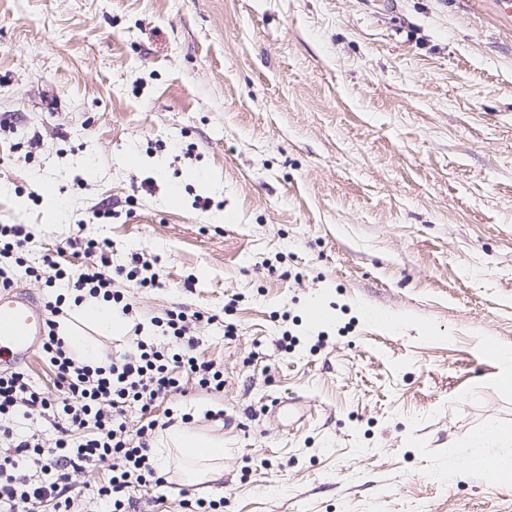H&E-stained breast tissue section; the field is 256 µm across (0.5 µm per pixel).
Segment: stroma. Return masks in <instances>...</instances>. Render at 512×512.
Returning a JSON list of instances; mask_svg holds the SVG:
<instances>
[{
	"mask_svg": "<svg viewBox=\"0 0 512 512\" xmlns=\"http://www.w3.org/2000/svg\"><path fill=\"white\" fill-rule=\"evenodd\" d=\"M390 2L0 0V224L32 266L82 230L163 275L122 331L74 307L58 333L103 359L175 307L215 317L196 353L223 391L155 413L224 473L156 436L170 512H512V482L448 476L512 424V19ZM165 435L168 441L177 446L180 455L187 461L224 460V448L219 443L192 436L182 432L179 427L168 428Z\"/></svg>",
	"mask_w": 512,
	"mask_h": 512,
	"instance_id": "stroma-1",
	"label": "stroma"
}]
</instances>
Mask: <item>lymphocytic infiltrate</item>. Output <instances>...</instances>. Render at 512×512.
Listing matches in <instances>:
<instances>
[{
  "label": "lymphocytic infiltrate",
  "instance_id": "obj_1",
  "mask_svg": "<svg viewBox=\"0 0 512 512\" xmlns=\"http://www.w3.org/2000/svg\"><path fill=\"white\" fill-rule=\"evenodd\" d=\"M32 234L24 224H0V288L14 286L17 269L56 289L48 312L41 349L57 378V394L36 388L20 370L0 371V512H83L71 475L105 463L109 474L95 484L93 493L108 512H134L136 488H164L165 476L152 465L151 442L161 427L153 411L158 403L184 395L190 378L203 389L221 390L224 370L195 353L201 313L168 310L155 325L162 342L136 339L131 349L112 356L106 364L76 358L56 331L57 319L70 302L85 297L101 299L112 308L130 313L117 281L140 288H158L162 281L153 261L139 251L127 264L113 265L112 244L81 233L61 242V251L82 255L86 270L71 277L55 255L43 263L26 265ZM147 419L137 429L126 421L129 409ZM40 416L53 430L52 439L20 429L19 419Z\"/></svg>",
  "mask_w": 512,
  "mask_h": 512
}]
</instances>
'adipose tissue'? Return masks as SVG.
Returning a JSON list of instances; mask_svg holds the SVG:
<instances>
[{
  "label": "adipose tissue",
  "mask_w": 512,
  "mask_h": 512,
  "mask_svg": "<svg viewBox=\"0 0 512 512\" xmlns=\"http://www.w3.org/2000/svg\"><path fill=\"white\" fill-rule=\"evenodd\" d=\"M492 463L485 479L491 483L512 481V426L496 425L475 432L468 451L448 470L449 477L468 479L476 476L483 463Z\"/></svg>",
  "instance_id": "ef3b65f1"
}]
</instances>
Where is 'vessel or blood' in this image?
<instances>
[{"label":"vessel or blood","instance_id":"b4317fda","mask_svg":"<svg viewBox=\"0 0 512 512\" xmlns=\"http://www.w3.org/2000/svg\"><path fill=\"white\" fill-rule=\"evenodd\" d=\"M44 329V311L29 293L0 290V370L28 360Z\"/></svg>","mask_w":512,"mask_h":512}]
</instances>
